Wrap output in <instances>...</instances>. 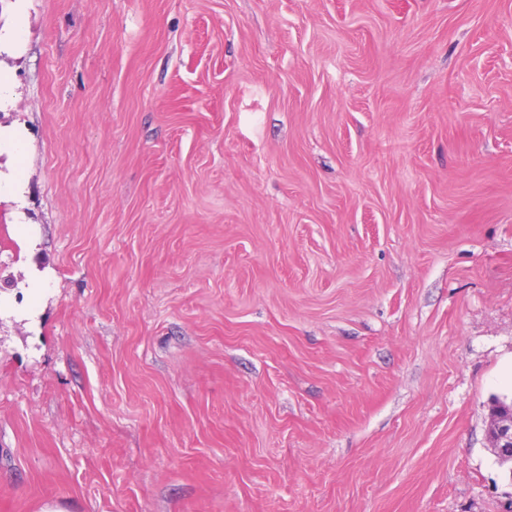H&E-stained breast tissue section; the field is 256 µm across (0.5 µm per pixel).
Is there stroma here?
Instances as JSON below:
<instances>
[{"mask_svg":"<svg viewBox=\"0 0 512 512\" xmlns=\"http://www.w3.org/2000/svg\"><path fill=\"white\" fill-rule=\"evenodd\" d=\"M0 512H512V0H0ZM505 412L494 409L490 421L493 448L503 462L512 463V404Z\"/></svg>","mask_w":512,"mask_h":512,"instance_id":"35a3bbf8","label":"stroma"}]
</instances>
